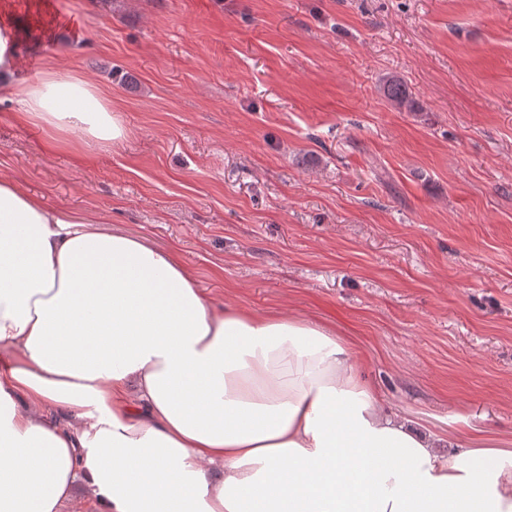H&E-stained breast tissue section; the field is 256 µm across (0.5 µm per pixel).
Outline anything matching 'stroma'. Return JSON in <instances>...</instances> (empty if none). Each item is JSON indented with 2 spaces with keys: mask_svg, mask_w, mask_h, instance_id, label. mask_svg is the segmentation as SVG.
Returning <instances> with one entry per match:
<instances>
[{
  "mask_svg": "<svg viewBox=\"0 0 512 512\" xmlns=\"http://www.w3.org/2000/svg\"><path fill=\"white\" fill-rule=\"evenodd\" d=\"M18 76L112 94L101 144L0 94V178L355 342L385 409L512 449V0H0ZM418 109H396L384 77ZM384 96L399 108L415 110L416 102L413 100L409 88L400 79L396 77H387L383 79L382 87Z\"/></svg>",
  "mask_w": 512,
  "mask_h": 512,
  "instance_id": "stroma-1",
  "label": "stroma"
}]
</instances>
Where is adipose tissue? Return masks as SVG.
<instances>
[{
  "label": "adipose tissue",
  "mask_w": 512,
  "mask_h": 512,
  "mask_svg": "<svg viewBox=\"0 0 512 512\" xmlns=\"http://www.w3.org/2000/svg\"><path fill=\"white\" fill-rule=\"evenodd\" d=\"M0 88L103 142L112 100L66 69ZM0 512H512V450L414 430L321 324L217 305L176 256L0 179Z\"/></svg>",
  "instance_id": "adipose-tissue-1"
}]
</instances>
